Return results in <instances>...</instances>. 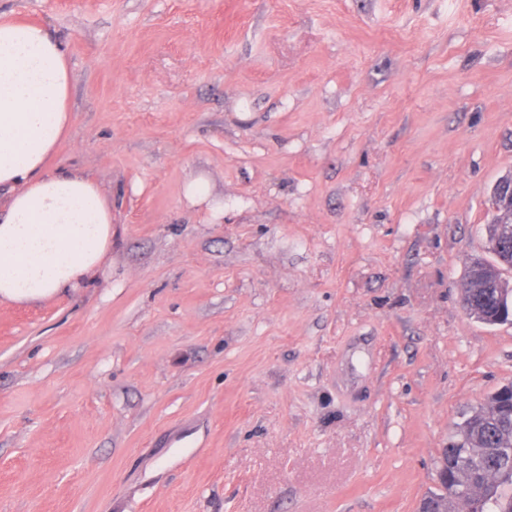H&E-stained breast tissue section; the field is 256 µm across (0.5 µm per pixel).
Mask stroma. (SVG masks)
I'll return each mask as SVG.
<instances>
[{
    "instance_id": "1",
    "label": "stroma",
    "mask_w": 512,
    "mask_h": 512,
    "mask_svg": "<svg viewBox=\"0 0 512 512\" xmlns=\"http://www.w3.org/2000/svg\"><path fill=\"white\" fill-rule=\"evenodd\" d=\"M73 76L92 283L0 305V512H416L512 382L460 303L512 0H0ZM202 181L208 197L186 196Z\"/></svg>"
}]
</instances>
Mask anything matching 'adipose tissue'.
<instances>
[{"mask_svg": "<svg viewBox=\"0 0 512 512\" xmlns=\"http://www.w3.org/2000/svg\"><path fill=\"white\" fill-rule=\"evenodd\" d=\"M72 73L39 24L0 17V304L52 299L112 250V207L77 169L47 162L72 123Z\"/></svg>", "mask_w": 512, "mask_h": 512, "instance_id": "1", "label": "adipose tissue"}]
</instances>
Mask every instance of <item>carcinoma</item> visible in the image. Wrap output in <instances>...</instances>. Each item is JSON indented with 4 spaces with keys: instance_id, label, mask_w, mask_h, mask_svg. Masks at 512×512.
<instances>
[{
    "instance_id": "1",
    "label": "carcinoma",
    "mask_w": 512,
    "mask_h": 512,
    "mask_svg": "<svg viewBox=\"0 0 512 512\" xmlns=\"http://www.w3.org/2000/svg\"><path fill=\"white\" fill-rule=\"evenodd\" d=\"M474 302L481 312L478 319L490 325L500 315L512 314V289H482ZM464 447L473 452L479 464L462 476L453 465ZM501 448H512V404L504 398L497 406L490 397L487 408L482 412L471 410L456 439L442 449L454 483L474 489L470 512H512V457L499 455ZM427 498L435 502L438 512H462L449 486L429 493Z\"/></svg>"
}]
</instances>
